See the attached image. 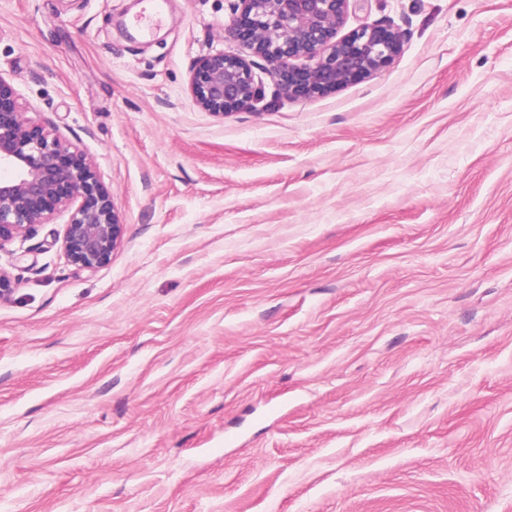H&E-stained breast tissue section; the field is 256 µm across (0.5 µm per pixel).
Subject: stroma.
Here are the masks:
<instances>
[{
    "label": "stroma",
    "mask_w": 512,
    "mask_h": 512,
    "mask_svg": "<svg viewBox=\"0 0 512 512\" xmlns=\"http://www.w3.org/2000/svg\"><path fill=\"white\" fill-rule=\"evenodd\" d=\"M236 0H0V76L123 225L0 252V512H512V0H351L401 51L202 111Z\"/></svg>",
    "instance_id": "obj_1"
}]
</instances>
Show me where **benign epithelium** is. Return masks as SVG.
<instances>
[{
    "label": "benign epithelium",
    "mask_w": 512,
    "mask_h": 512,
    "mask_svg": "<svg viewBox=\"0 0 512 512\" xmlns=\"http://www.w3.org/2000/svg\"><path fill=\"white\" fill-rule=\"evenodd\" d=\"M349 2L238 0L224 39L269 63L288 98H311L370 76L400 51V36L389 26L338 36ZM191 91L200 108L218 115L255 110L264 97L252 64L222 51L197 61ZM28 113L27 103L0 76V250L66 213L67 257L94 272L122 238L112 194L81 151Z\"/></svg>",
    "instance_id": "1"
}]
</instances>
